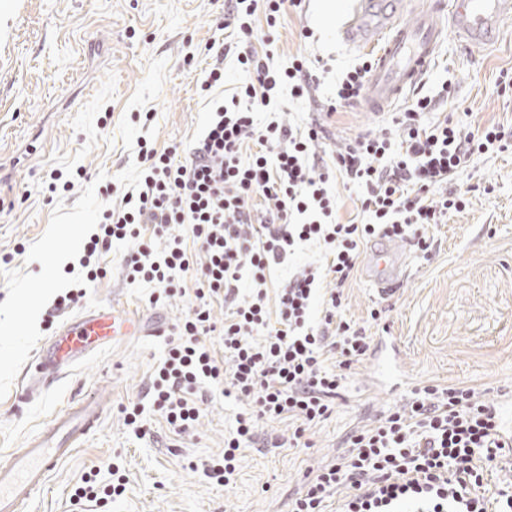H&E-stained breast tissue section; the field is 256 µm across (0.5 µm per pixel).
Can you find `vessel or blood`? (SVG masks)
Instances as JSON below:
<instances>
[{
  "label": "vessel or blood",
  "instance_id": "b4317fda",
  "mask_svg": "<svg viewBox=\"0 0 512 512\" xmlns=\"http://www.w3.org/2000/svg\"><path fill=\"white\" fill-rule=\"evenodd\" d=\"M438 13V8L421 9L412 0H359L353 16L343 20L338 33L346 45L381 46L362 97L365 109L383 114L420 86L446 30H453L469 50L490 45L512 21V0H456L445 25L438 23ZM367 264L371 281L384 296L391 294L406 274L404 261L387 246L371 252ZM136 333V326L110 307L71 318L34 359L29 382L40 385L57 379L92 356L99 345ZM102 414L99 393L70 400L23 447L1 455L0 512H26L57 467L99 428Z\"/></svg>",
  "mask_w": 512,
  "mask_h": 512
}]
</instances>
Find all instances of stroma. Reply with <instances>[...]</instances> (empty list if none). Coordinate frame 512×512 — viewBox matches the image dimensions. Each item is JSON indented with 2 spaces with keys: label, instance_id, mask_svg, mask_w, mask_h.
<instances>
[{
  "label": "stroma",
  "instance_id": "obj_1",
  "mask_svg": "<svg viewBox=\"0 0 512 512\" xmlns=\"http://www.w3.org/2000/svg\"><path fill=\"white\" fill-rule=\"evenodd\" d=\"M349 6L303 0L286 9L275 34L278 64L296 55L318 62L322 97L345 69L379 52L375 44L351 50L338 39ZM305 28L311 38L302 37ZM224 37V0H0V455L22 447L72 398L96 391L105 402L98 430L28 512H289L317 470L344 454L352 430L403 399L373 387L375 360L367 358L348 375L330 418L309 426L305 446L288 447L293 422L263 424L255 446L241 454L235 484L225 487L197 466L223 454L240 403L214 392L180 436L150 408L141 417L145 436L124 420L123 407L144 402L188 309L185 296L163 297L154 285L127 279L123 258L136 240L98 254L103 278L67 307L57 305L83 277L77 263L102 211L120 205L137 179L138 141L159 150L189 146L224 91L242 82L229 57L224 89L200 88ZM506 71L512 22L480 52L449 35L417 92L448 88L438 117L510 127L512 84L500 79ZM390 119L354 106L332 116L329 141L384 128ZM78 169L83 175L69 191L50 192L52 171ZM454 186L467 191L469 204L427 226L430 255L396 243L409 274L385 298L359 258L340 313L368 336L396 338L408 389L465 387L496 406L512 395V137L501 151L472 156ZM105 306L136 317L142 332L102 347L19 405L44 342L65 320ZM375 307L386 312L383 324L369 318ZM91 473L102 485L120 479L124 493L76 501L74 489Z\"/></svg>",
  "mask_w": 512,
  "mask_h": 512
}]
</instances>
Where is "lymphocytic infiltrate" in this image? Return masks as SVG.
I'll use <instances>...</instances> for the list:
<instances>
[{
  "instance_id": "obj_1",
  "label": "lymphocytic infiltrate",
  "mask_w": 512,
  "mask_h": 512,
  "mask_svg": "<svg viewBox=\"0 0 512 512\" xmlns=\"http://www.w3.org/2000/svg\"><path fill=\"white\" fill-rule=\"evenodd\" d=\"M301 0H224V24L252 36L265 24L262 51L238 54L245 81L216 105L203 136L186 150L139 149L138 182L120 206L103 211L79 259L87 281H96L93 262L100 249L134 239L136 251L124 268L131 282L176 289L194 283L193 301L175 326V336L146 392L175 434L191 429L206 386L243 402L224 439L222 457L205 464V477L230 484L241 454L260 423L296 421L293 441L306 425L327 419L342 381L367 356L371 339L344 319L339 289L353 276L360 249L375 237L409 241L421 253L431 248L424 233L467 200L451 182L474 154L498 148L502 126L471 130L431 119L430 96L413 98L393 125L344 140L330 158L315 147L327 137L325 120L360 102L373 64L365 58L343 72L322 118L299 127L273 118L280 97L314 100L320 78L307 57L288 65L274 62L273 36L286 7ZM266 120H259V113ZM357 185L359 218L343 220L332 184ZM152 225V238L141 236ZM164 247H156V238ZM192 238L203 254L194 261L184 245ZM305 242L324 250L313 262L269 292L267 276ZM336 288L313 322L316 294L324 279ZM275 305H268V296ZM223 301V326L212 317ZM224 341L216 357L204 341ZM334 368H327L328 358ZM350 451L321 469L296 498L292 512H326L339 488H348L341 512H512V494L488 502L479 490L484 471L512 458V442L500 432L497 414L469 388L428 385L389 408L376 425L355 431Z\"/></svg>"
}]
</instances>
